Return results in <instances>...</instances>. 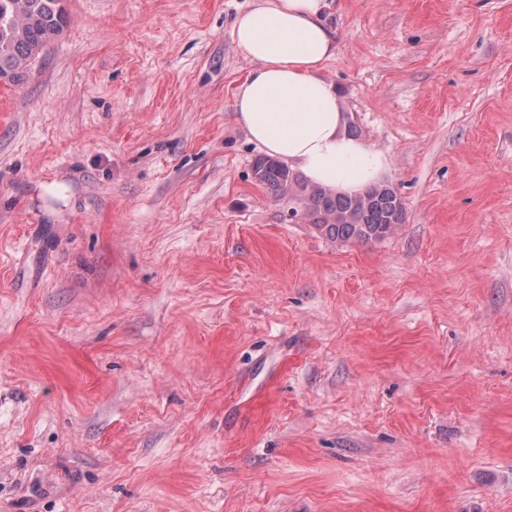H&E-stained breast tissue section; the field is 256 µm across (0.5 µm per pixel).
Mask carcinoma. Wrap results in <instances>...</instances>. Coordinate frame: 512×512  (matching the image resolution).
<instances>
[{
    "label": "carcinoma",
    "instance_id": "1",
    "mask_svg": "<svg viewBox=\"0 0 512 512\" xmlns=\"http://www.w3.org/2000/svg\"><path fill=\"white\" fill-rule=\"evenodd\" d=\"M68 23L64 0H0V83L22 82L32 62L58 40ZM252 175L274 198L302 221L328 238L341 242L381 241L404 222L405 206L394 188L365 191L368 202L309 186L280 161L261 156L252 165Z\"/></svg>",
    "mask_w": 512,
    "mask_h": 512
}]
</instances>
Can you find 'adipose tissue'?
Listing matches in <instances>:
<instances>
[{
	"mask_svg": "<svg viewBox=\"0 0 512 512\" xmlns=\"http://www.w3.org/2000/svg\"><path fill=\"white\" fill-rule=\"evenodd\" d=\"M327 0H257L232 38L254 64L234 95L235 120L265 154L305 180L355 194L381 183L388 156L346 130L337 86L323 75L337 50Z\"/></svg>",
	"mask_w": 512,
	"mask_h": 512,
	"instance_id": "obj_1",
	"label": "adipose tissue"
}]
</instances>
